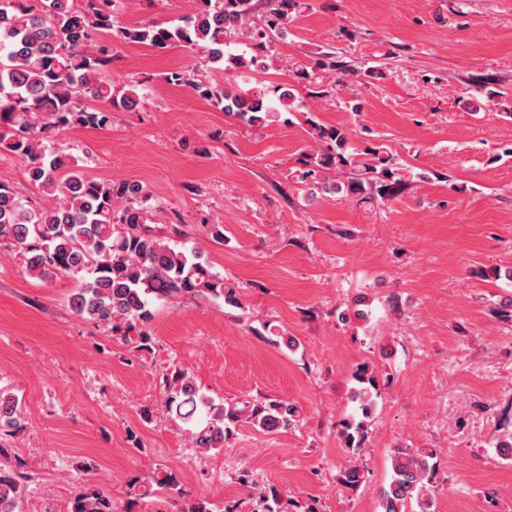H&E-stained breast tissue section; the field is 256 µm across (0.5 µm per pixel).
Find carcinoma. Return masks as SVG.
I'll list each match as a JSON object with an SVG mask.
<instances>
[{
	"label": "carcinoma",
	"instance_id": "1",
	"mask_svg": "<svg viewBox=\"0 0 512 512\" xmlns=\"http://www.w3.org/2000/svg\"><path fill=\"white\" fill-rule=\"evenodd\" d=\"M120 0H0V154L19 160L26 182L42 196L36 204L19 188L0 182V243L7 244L24 271L45 282L56 276L75 280L74 313L109 328L112 334L139 331L152 318L151 303L183 295L222 299L236 304L235 285L211 271L203 251L187 246V233L171 224L172 236L150 229L149 193L139 182L101 179L82 172L81 159L60 143L75 127L103 129L114 112H137L139 84L118 86L105 78L114 59V42L142 44L158 51L180 47L201 55L203 66L190 72L173 69L165 81L188 86L213 107L240 124L260 128L299 107L291 88L275 96L263 90L241 91L208 76L219 71L235 76L252 70L274 36L292 22L298 0H264V23L249 27L254 0H194L193 10L178 23L151 22L129 26L118 18ZM244 37L247 50L228 51L229 39ZM337 75L336 85L358 69L318 52L311 65L295 72L308 96L322 98L321 74ZM504 97L488 84L468 98L474 112ZM314 146L299 158L301 191L312 199L339 195L359 202L389 201L407 188L387 146L371 136L359 146L346 126L324 125L306 117ZM350 399L362 420L348 421L341 437L353 447L363 441L364 420L377 405L373 370L354 373ZM164 403L184 425L192 447L208 453L224 447L232 429L248 424L264 432L295 425L296 407L266 398L254 402H217L197 387L185 370L163 376ZM18 396L0 393V436L22 426ZM434 448H399L392 475L380 490L381 512H434L437 468ZM29 478V464L0 443V512H14ZM365 479L354 461L341 482L360 485ZM69 512H113L112 497L101 488H85Z\"/></svg>",
	"mask_w": 512,
	"mask_h": 512
}]
</instances>
